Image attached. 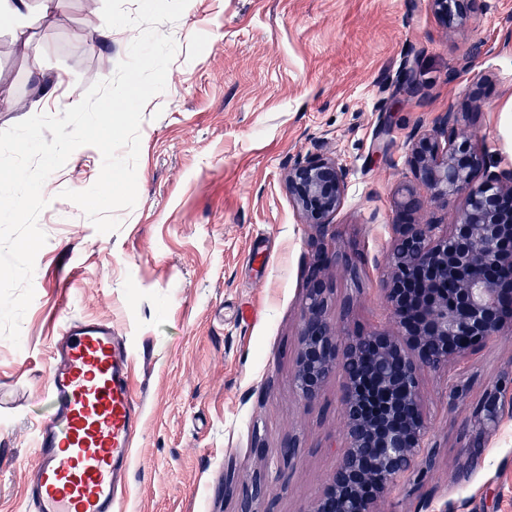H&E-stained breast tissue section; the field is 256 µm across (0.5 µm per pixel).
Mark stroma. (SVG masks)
Instances as JSON below:
<instances>
[{"label":"stroma","mask_w":512,"mask_h":512,"mask_svg":"<svg viewBox=\"0 0 512 512\" xmlns=\"http://www.w3.org/2000/svg\"><path fill=\"white\" fill-rule=\"evenodd\" d=\"M103 0H61L31 10L32 46L0 27V130L58 114L110 78L137 31L101 19ZM178 50L164 92L140 127L138 199L120 228L97 232L61 196L96 181L100 151L77 148L45 186L38 223L47 235L20 342L0 338V512H29L31 427L46 417L53 344L67 324L111 323L133 355L141 412L130 487L116 512H238L240 488L272 475L260 512H304L342 451L343 373L304 403L291 381L306 275L320 245L355 251L360 278L328 270L331 322L396 331L383 293L398 221V188L418 187L414 140L441 113L467 112L491 170L512 169V0H486L464 27L443 23L430 0H190L160 24ZM423 90L396 93L404 62ZM347 173L327 236L303 223L285 187L288 165L316 153ZM349 314H342L344 302ZM469 401L512 372V339L455 360ZM436 465L402 484L384 512H512V416L462 487L463 414L448 401L447 370L421 375ZM297 438L295 457L279 451ZM262 439L266 452L252 446Z\"/></svg>","instance_id":"35a3bbf8"}]
</instances>
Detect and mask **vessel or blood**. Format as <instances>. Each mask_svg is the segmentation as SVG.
Instances as JSON below:
<instances>
[{
	"label": "vessel or blood",
	"instance_id": "obj_1",
	"mask_svg": "<svg viewBox=\"0 0 512 512\" xmlns=\"http://www.w3.org/2000/svg\"><path fill=\"white\" fill-rule=\"evenodd\" d=\"M54 357L45 386L51 415L33 427L26 496L33 512H114L139 423L131 351L110 324L86 320L66 329Z\"/></svg>",
	"mask_w": 512,
	"mask_h": 512
}]
</instances>
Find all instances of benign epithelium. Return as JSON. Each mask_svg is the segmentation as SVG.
<instances>
[{"label":"benign epithelium","instance_id":"obj_1","mask_svg":"<svg viewBox=\"0 0 512 512\" xmlns=\"http://www.w3.org/2000/svg\"><path fill=\"white\" fill-rule=\"evenodd\" d=\"M448 24L465 23L482 0H431ZM413 66L405 63L399 92L407 100L421 94ZM468 114L448 112L434 134L415 143L411 163L429 200L465 195V208L447 229L411 220L393 225L385 300L401 332L356 331L336 336L329 309L332 288L325 279L333 262L356 279L355 255L322 249L324 260L307 274L303 323L292 383L298 397L312 403L340 366L346 384L341 399L345 446L333 476L304 512H380L403 479L423 476L436 461L423 415L420 376L440 369L490 341L512 337V171L485 169L473 137L463 130ZM485 170L480 183L475 174ZM288 194L304 222L326 227L346 193L344 169L320 155L288 167ZM424 200L401 190L397 208L409 218ZM469 380L448 378V398L464 403ZM512 405V376L487 387L462 420L465 462L454 482L463 486L481 465L488 438ZM268 478L258 474L245 488L240 512H258Z\"/></svg>","mask_w":512,"mask_h":512}]
</instances>
